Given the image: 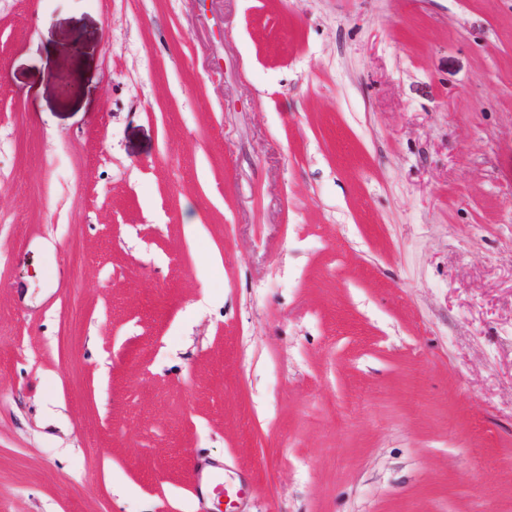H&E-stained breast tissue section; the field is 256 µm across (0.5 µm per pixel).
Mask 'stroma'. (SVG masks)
Segmentation results:
<instances>
[{
  "label": "stroma",
  "mask_w": 512,
  "mask_h": 512,
  "mask_svg": "<svg viewBox=\"0 0 512 512\" xmlns=\"http://www.w3.org/2000/svg\"><path fill=\"white\" fill-rule=\"evenodd\" d=\"M0 512H512V0H0Z\"/></svg>",
  "instance_id": "obj_1"
}]
</instances>
